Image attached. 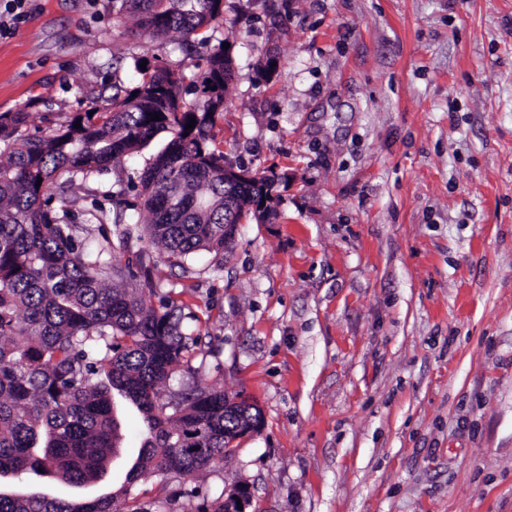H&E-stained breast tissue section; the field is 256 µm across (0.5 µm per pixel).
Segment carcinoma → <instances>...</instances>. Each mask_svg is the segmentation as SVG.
<instances>
[{
  "mask_svg": "<svg viewBox=\"0 0 512 512\" xmlns=\"http://www.w3.org/2000/svg\"><path fill=\"white\" fill-rule=\"evenodd\" d=\"M112 19L133 22V34L151 40L177 33L187 52L206 45V33L223 23L224 0H112ZM138 73L128 85L114 77L105 105L43 135L23 133L29 113H0V477L76 487L99 481L122 452L116 398L145 424L128 487L83 501L0 491V512H176L184 495L202 499L199 512H225L224 495L210 501L199 485L170 491L163 484L145 502L129 486L144 473L193 481L224 463L245 436L247 418L261 414L228 405L237 395L216 386L164 398L175 367L203 352L202 337L182 324L173 298L146 305L161 288L152 254L105 258L67 208L73 187L167 132L171 138L134 186V201L115 210L112 223L136 224L146 211V239L182 268L199 251L218 257L231 249L236 234L224 233V225L264 224L275 214L261 209L274 171L226 184L224 155L210 147L208 127L224 111L235 76L223 45L190 78L191 100L183 62L157 57ZM226 198L234 209L224 207Z\"/></svg>",
  "mask_w": 512,
  "mask_h": 512,
  "instance_id": "cac0c4a2",
  "label": "carcinoma"
}]
</instances>
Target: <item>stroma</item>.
<instances>
[{
    "instance_id": "35a3bbf8",
    "label": "stroma",
    "mask_w": 512,
    "mask_h": 512,
    "mask_svg": "<svg viewBox=\"0 0 512 512\" xmlns=\"http://www.w3.org/2000/svg\"><path fill=\"white\" fill-rule=\"evenodd\" d=\"M209 36L236 61L211 146L279 175L276 216L180 269L141 225L86 222L145 153L70 205L119 257L150 250L182 313L207 317L169 390L263 411L198 484H248L257 512H512V0H224ZM178 42L114 25L112 0H31L0 37V113L47 130ZM119 420L111 482L18 490L116 491L144 430L133 407Z\"/></svg>"
}]
</instances>
